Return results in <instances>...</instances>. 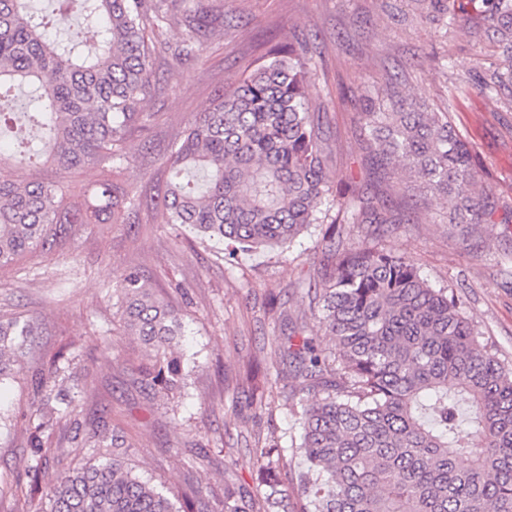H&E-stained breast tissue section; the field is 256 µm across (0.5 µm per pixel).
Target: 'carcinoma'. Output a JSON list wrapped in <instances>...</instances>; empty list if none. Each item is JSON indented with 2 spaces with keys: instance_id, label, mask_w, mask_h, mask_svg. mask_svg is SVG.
Wrapping results in <instances>:
<instances>
[{
  "instance_id": "carcinoma-1",
  "label": "carcinoma",
  "mask_w": 512,
  "mask_h": 512,
  "mask_svg": "<svg viewBox=\"0 0 512 512\" xmlns=\"http://www.w3.org/2000/svg\"><path fill=\"white\" fill-rule=\"evenodd\" d=\"M481 2L472 15L465 5ZM32 0H0V137L15 115L32 113L40 146H16L20 160L59 177L0 179V269L58 231L85 224H123L134 204L122 180L129 124L151 90L148 36L172 22L184 27L178 60L200 57L210 33L202 0H52L37 15ZM413 19L488 36L495 61L461 79L469 88L512 103V0H412ZM312 59L285 42L268 60L219 95L175 143L173 174L160 207L167 224L249 248L288 247L313 224H328L336 244L343 224H408L387 204L341 190L312 112ZM369 139L386 166L408 172L417 191L444 205L450 224H478L487 210L470 145L448 121V109L405 97L395 86L367 92ZM96 168L81 195L66 177ZM333 271L306 295L317 329L289 343L298 386L289 396L300 426L291 453L302 459L295 484L301 512H512V366L479 340L463 303L429 285L417 265L384 248L336 251ZM123 327L151 364L147 384L168 392L184 376L174 351L179 313L140 273L120 275ZM37 324L0 318V382L20 371ZM336 344L323 355L318 333ZM56 376L36 395L55 419L85 432L89 448L109 456L52 474L41 512H177L157 487L133 474L117 449L120 432L99 416L78 419L75 401L55 391ZM278 444L253 451L267 504L281 506ZM31 467L46 460L42 438L30 441ZM224 512H257L252 499L224 492Z\"/></svg>"
}]
</instances>
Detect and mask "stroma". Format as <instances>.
Wrapping results in <instances>:
<instances>
[{
	"label": "stroma",
	"mask_w": 512,
	"mask_h": 512,
	"mask_svg": "<svg viewBox=\"0 0 512 512\" xmlns=\"http://www.w3.org/2000/svg\"><path fill=\"white\" fill-rule=\"evenodd\" d=\"M216 31L200 60L155 57V80L125 143L123 179L136 204L122 224H88L0 270V316L38 319L23 369L0 385V512H38L48 471L75 470L100 456L83 447L65 421H45L34 391L36 374L58 357L70 365L59 382L75 398L81 419L107 415L129 442L134 474L163 488L175 505L221 512L226 468L252 498L253 450L269 432L297 425L288 396L297 382L279 345L292 322H311L302 283L335 260L310 226L289 248L238 251L181 224L164 223L157 207L170 179L164 164L173 142L215 95L261 61L270 43L300 42L316 63L314 99L332 164L344 185L375 195L409 216L378 237L358 225L343 229L351 244L366 239L413 259L434 288L463 302L482 341L512 365V104L478 91L458 93L461 76L490 65L488 41L463 30L411 21L410 0H203ZM444 107L469 142L489 197L488 221L469 234L449 224L441 208L421 209L400 190L404 172L375 173L362 143L364 103L358 90L389 84ZM135 269L179 310L178 353L187 375L180 392L147 386L149 359L122 327L112 295L120 274ZM43 425L47 469H30L26 448Z\"/></svg>",
	"instance_id": "35a3bbf8"
}]
</instances>
